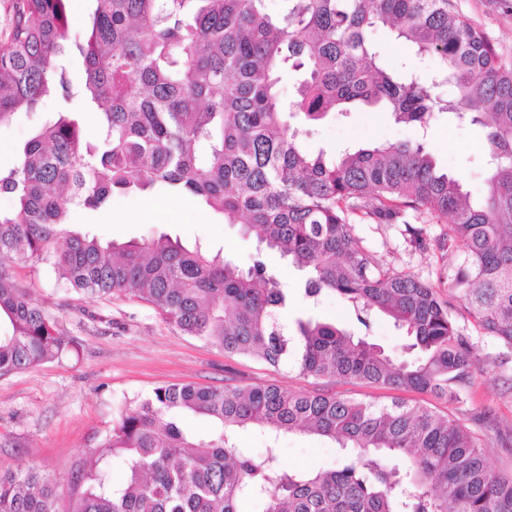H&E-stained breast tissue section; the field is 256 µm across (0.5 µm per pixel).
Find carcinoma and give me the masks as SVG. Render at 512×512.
Instances as JSON below:
<instances>
[{
	"mask_svg": "<svg viewBox=\"0 0 512 512\" xmlns=\"http://www.w3.org/2000/svg\"><path fill=\"white\" fill-rule=\"evenodd\" d=\"M87 33L69 25L66 0H11L0 48V122L47 97L65 108L0 167V256L40 262L68 290L102 299L131 291L180 332L224 350L286 364L315 380L359 381L433 393L454 405L477 369L452 316L464 307L479 331L512 350V65L452 0H288L273 19L264 0H90ZM388 29L437 70L425 80L389 67L372 32ZM78 53L73 87L64 57ZM299 72L289 111L307 122L360 108L386 112L422 133L415 142L309 153L283 119L284 66ZM447 84L454 94L443 98ZM102 106L98 137L78 114ZM486 129L489 175L473 204L423 137L436 116ZM160 188L205 203L257 242L242 268L166 234L103 243L73 227L76 208L98 211L115 194ZM414 211L437 224L439 243L462 260L448 284L393 272L360 246L356 220L404 224L424 247ZM305 274L304 294L349 301L369 327L381 314L404 331L411 362L369 336L308 318L288 328V290L264 254ZM0 374L51 362L69 350L50 314L0 269ZM212 421L205 436L182 424ZM258 426L265 456L242 455L237 432ZM307 431L340 448L336 468L285 469L283 433ZM99 447L125 477L90 467L68 512H512V473L493 470L479 439L455 420L401 398L356 400L275 384L162 385L125 408ZM56 488L33 469L0 470V512H56Z\"/></svg>",
	"mask_w": 512,
	"mask_h": 512,
	"instance_id": "carcinoma-1",
	"label": "carcinoma"
}]
</instances>
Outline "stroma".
<instances>
[{"instance_id": "1", "label": "stroma", "mask_w": 512, "mask_h": 512, "mask_svg": "<svg viewBox=\"0 0 512 512\" xmlns=\"http://www.w3.org/2000/svg\"><path fill=\"white\" fill-rule=\"evenodd\" d=\"M454 2L462 15L487 34L503 61L512 63V0ZM374 41L389 66H406L425 79L433 75L435 60L413 56L387 29H378ZM58 109L57 102L47 98L36 111L17 112L0 123V165L13 164L24 144L56 119ZM289 123L299 128L300 141L309 152L330 158L348 148L421 138L414 129L395 124L385 112L359 111L347 118L330 117L313 124L293 117ZM424 138L439 166L461 180L471 201H479L485 192L484 129L451 122L443 113ZM71 221L104 242L123 243L165 234L190 248L201 243L244 268L250 265L257 248L254 239L243 236L239 225L224 223L204 205L196 202L186 208L179 198L151 191L113 196L108 212L73 210ZM402 230L399 224L354 227L361 246L387 268L413 274L438 287L447 286L452 259L437 246L447 231L446 224L426 225V245L421 249L411 247ZM269 262L288 287L285 322L311 316L360 331L348 301L328 292L318 303H310L304 295L301 273L278 256H270ZM0 266L30 290L56 320L60 333L76 346L59 360L0 376V470L32 467L46 474L56 486L59 512H66L78 470L89 467L119 409L149 396L157 386L278 384L300 392L323 388L380 402L394 395L391 389L358 381H317L290 367L274 368L255 359L228 357L223 350L180 333L132 294L90 299L65 292L42 264L5 257L0 259ZM453 316L479 359L463 403L451 406L445 399L416 392L404 393L403 398L431 407L474 431L488 450L490 466L511 473L512 445L504 446L502 440L512 433V351L483 336L462 306L454 307ZM278 446L280 462L288 469L323 470L337 463L336 449L314 435L287 433Z\"/></svg>"}]
</instances>
